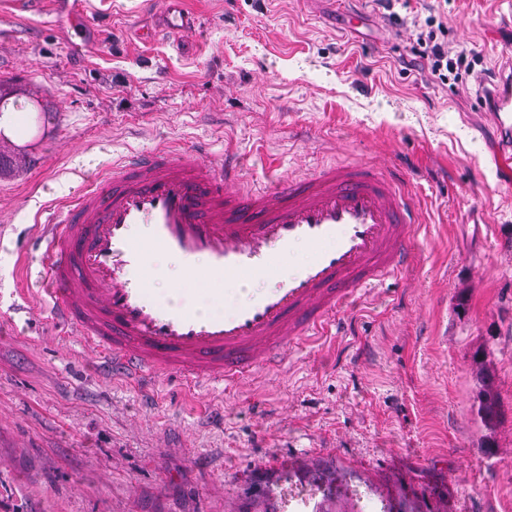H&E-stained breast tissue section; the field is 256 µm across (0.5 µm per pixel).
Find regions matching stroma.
I'll return each mask as SVG.
<instances>
[{"label":"stroma","instance_id":"35a3bbf8","mask_svg":"<svg viewBox=\"0 0 512 512\" xmlns=\"http://www.w3.org/2000/svg\"><path fill=\"white\" fill-rule=\"evenodd\" d=\"M0 0V512H254L266 463L338 504L387 495L412 512H512V187L480 91L512 56V0ZM444 12L460 81L402 70L412 26ZM207 146L254 185L336 162L408 167L416 262L278 370L224 391H142L102 374L33 311L44 202L131 151ZM499 418L478 416L480 374Z\"/></svg>","mask_w":512,"mask_h":512}]
</instances>
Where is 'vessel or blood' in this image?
I'll list each match as a JSON object with an SVG mask.
<instances>
[{"mask_svg": "<svg viewBox=\"0 0 512 512\" xmlns=\"http://www.w3.org/2000/svg\"><path fill=\"white\" fill-rule=\"evenodd\" d=\"M501 146L492 157L512 185V76L486 89ZM421 213L409 179L373 163H337L290 182L247 187L239 166L201 163L195 150L132 152L84 180L66 205L47 209L40 248L42 296L54 321L98 359L126 367L130 384L172 381L208 388L278 368L300 340L327 334L361 296L401 275L413 257ZM150 234L136 240L133 226ZM307 242L310 261L288 278L279 258ZM179 255L185 302L154 291L150 252ZM208 264L196 265L198 256ZM265 280L262 296L224 316L198 304L222 298L223 278ZM285 466L263 496L271 512H320L314 496L289 489Z\"/></svg>", "mask_w": 512, "mask_h": 512, "instance_id": "1", "label": "vessel or blood"}]
</instances>
